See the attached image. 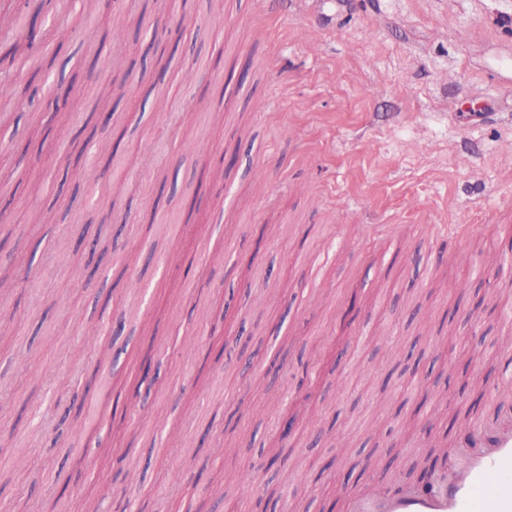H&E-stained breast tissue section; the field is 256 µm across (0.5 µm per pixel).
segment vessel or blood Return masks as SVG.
Listing matches in <instances>:
<instances>
[{
  "mask_svg": "<svg viewBox=\"0 0 512 512\" xmlns=\"http://www.w3.org/2000/svg\"><path fill=\"white\" fill-rule=\"evenodd\" d=\"M464 475L435 490L380 486L345 494L347 512H512V417L496 426L465 424Z\"/></svg>",
  "mask_w": 512,
  "mask_h": 512,
  "instance_id": "b4317fda",
  "label": "vessel or blood"
}]
</instances>
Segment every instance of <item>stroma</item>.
Wrapping results in <instances>:
<instances>
[{
    "mask_svg": "<svg viewBox=\"0 0 512 512\" xmlns=\"http://www.w3.org/2000/svg\"><path fill=\"white\" fill-rule=\"evenodd\" d=\"M42 22L0 93V272L32 268L0 287V512H344L459 474L449 426L512 413V0H267L255 27L247 0H78ZM45 74L70 108L23 113ZM218 319L231 348L201 361ZM145 359L138 423L109 427Z\"/></svg>",
    "mask_w": 512,
    "mask_h": 512,
    "instance_id": "obj_1",
    "label": "stroma"
}]
</instances>
